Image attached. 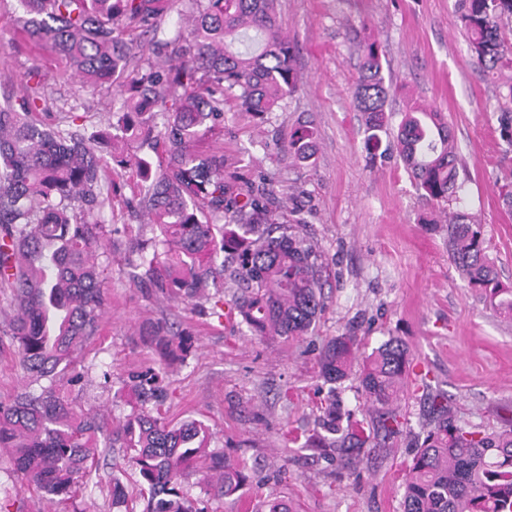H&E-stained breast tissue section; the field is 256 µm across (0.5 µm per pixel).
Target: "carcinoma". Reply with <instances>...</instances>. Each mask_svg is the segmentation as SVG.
<instances>
[{
    "mask_svg": "<svg viewBox=\"0 0 512 512\" xmlns=\"http://www.w3.org/2000/svg\"><path fill=\"white\" fill-rule=\"evenodd\" d=\"M181 2L179 29L171 40L154 39L158 63L141 64L140 35ZM9 47L0 49V286L12 290V314L0 331L12 337L27 373L21 393L0 402V451L13 473L39 497L62 503L98 485V435L107 419L77 409L67 387L83 378L78 357L98 335L104 310L102 263L112 243L104 214L111 205L112 146L135 152L119 165L144 174L139 205L153 235L137 244L134 282L170 301L204 299L212 314L223 310L219 285L236 288L234 306L256 336L308 334L323 306L321 255L264 204L266 188L224 177V92L240 110L271 112L298 88L294 55L279 27L274 0H17ZM469 49L487 72L508 75L498 86L499 131L512 153V42L501 32L512 19V0H461ZM24 47L54 66L47 81L37 66L17 70L14 50ZM384 53L362 45L361 77L354 106L363 113L367 146L388 129L390 88ZM130 75L116 121L87 136L71 132L81 116L40 120L49 110L51 84L79 80L83 88L112 85ZM166 117L158 130L150 119ZM289 147L306 161L313 155L308 128L289 135ZM390 153L399 157L419 196L438 206L464 188L457 152L442 113L415 107L402 115ZM448 256L480 300L512 315V286L499 279L482 225L463 211L448 220ZM162 363L183 361L187 335L161 326ZM357 343L329 340L319 353V377L330 385L348 378ZM408 347L392 337L372 353L359 375L366 403L390 436L401 425L396 402L409 371ZM136 405L106 435L104 449H126L137 475L144 512H208L182 489L185 470L206 453L213 432L199 420L173 423L161 413L166 398L160 372H133L114 391L112 406ZM433 426L424 433L405 481L403 512H512V424L486 433L456 423L448 404H432ZM309 449H359L367 441L336 424V405L319 416ZM245 480L236 462L217 458L202 481L219 496L235 495ZM260 512H291L272 494Z\"/></svg>",
    "mask_w": 512,
    "mask_h": 512,
    "instance_id": "1",
    "label": "carcinoma"
}]
</instances>
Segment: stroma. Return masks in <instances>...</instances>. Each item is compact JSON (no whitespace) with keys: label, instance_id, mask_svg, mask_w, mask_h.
I'll return each instance as SVG.
<instances>
[{"label":"stroma","instance_id":"1","mask_svg":"<svg viewBox=\"0 0 512 512\" xmlns=\"http://www.w3.org/2000/svg\"><path fill=\"white\" fill-rule=\"evenodd\" d=\"M284 37L294 48L298 91L258 117L224 97V174L272 189L269 208L285 214L326 266L324 308L309 335L276 340L253 335L239 317L212 315L207 303L169 302L135 284L129 263L142 233L135 170L113 173L105 217L114 229L104 260L105 313L98 336L79 356L85 376L69 396L82 409L122 417L114 387L129 373L158 362L156 326L167 320L194 346L174 365L161 408L170 420L193 417L213 429L210 450L238 460L247 481L213 512L257 508L261 495L288 501L292 512H403L404 480L414 439L428 422L427 398L442 392L459 424L494 431L512 422V318L480 301L448 259V226L420 199L401 162H369L363 116L353 104L360 46L377 41L390 84L387 108L443 112L457 145L465 188L451 209L482 224L503 282L512 283V210L497 183L512 172L497 121V85L477 67L460 21L458 0H277ZM53 114L86 116V130L104 126L119 109V88L88 93L57 85ZM314 132L315 154L294 159L288 134ZM352 336L359 357L389 337L403 339L411 368L397 404L401 432L360 454L329 455L304 448L327 397L318 376L322 346ZM26 384L10 337L0 335V401ZM342 426L369 435L375 415L357 380L338 385ZM101 484L76 505L38 499L0 461V487L22 512H113L110 476L132 484L122 449L99 460Z\"/></svg>","mask_w":512,"mask_h":512}]
</instances>
